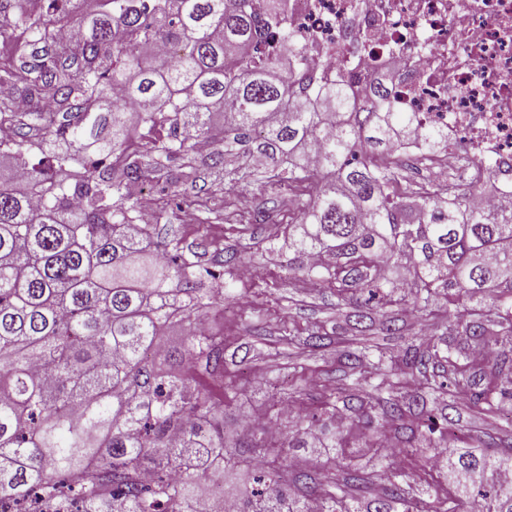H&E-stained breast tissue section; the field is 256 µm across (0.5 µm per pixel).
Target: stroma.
Masks as SVG:
<instances>
[{"instance_id":"35a3bbf8","label":"stroma","mask_w":512,"mask_h":512,"mask_svg":"<svg viewBox=\"0 0 512 512\" xmlns=\"http://www.w3.org/2000/svg\"><path fill=\"white\" fill-rule=\"evenodd\" d=\"M170 167L182 173L176 191L191 205L165 208L153 226L155 240L179 239L210 269L232 252L256 269L252 279H227L233 297L223 315L206 313L212 333L224 342V384L214 387L213 397L224 405V443L231 459L224 471L226 495L252 487L255 454L249 442L267 434L289 439L283 453L295 470L319 474L317 497L335 493L349 469L362 472L372 490H379L384 467L378 445H399L429 409L445 432L429 442L415 441L411 468L428 473L439 494L448 491V470L434 463L441 449L462 451L491 442L512 451V412L486 414L473 406L470 392L434 389L431 377L439 370L434 360L414 368L406 383L395 371L406 351L426 355L432 345L443 352L460 347L447 323L449 311L471 320L485 312V304L439 292L426 314L400 300L379 309L363 306L351 286L341 292L318 287L301 271L286 279L296 214L283 187L256 180L243 155L226 158L219 168L194 155L175 159ZM387 316L394 318L396 333H382ZM314 332L321 337L316 346L309 339ZM384 377L389 387L378 388ZM351 394L362 398L365 411L341 405ZM388 399L404 408L402 430L381 419Z\"/></svg>"}]
</instances>
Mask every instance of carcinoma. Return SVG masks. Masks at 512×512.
Instances as JSON below:
<instances>
[{"label":"carcinoma","instance_id":"1","mask_svg":"<svg viewBox=\"0 0 512 512\" xmlns=\"http://www.w3.org/2000/svg\"><path fill=\"white\" fill-rule=\"evenodd\" d=\"M0 0V38L14 54L0 61V86L23 106L0 100V164L15 160L30 183L0 172V512H203L198 491L224 494V409L197 381L223 377L220 338L194 333L197 310L217 296L199 288L220 275L200 267L180 243L151 237L153 225L129 228L140 209V184L174 156L194 152L182 129L210 141L217 166L255 143L268 181L299 196L289 248L329 288L351 285L367 301L392 302L397 285L376 275L383 259L416 275L412 308L425 311L434 290L490 302L512 321V201L485 208L448 180L429 191L410 181L408 164L380 159L396 140L419 139L429 150L444 140L415 112H400L379 83L369 104L350 100L340 78L315 75L299 60L247 58L283 16L287 0H269L264 18L250 0H111L112 10L76 21L72 0ZM78 28L63 42L58 29ZM161 42L171 56L147 54ZM219 112L224 125L213 124ZM38 127L41 157L28 164L26 131ZM84 172L65 171L72 154ZM41 190V202L32 191ZM184 325L182 347L162 343ZM473 354L504 336L476 320L462 325ZM448 376L468 383L476 359L434 354ZM512 390L486 387L475 407L499 410ZM397 425L403 407L382 408ZM457 488L483 501L482 512H512L500 482L512 456L485 450L450 454ZM291 470L281 457L255 479L239 512H311L309 474L298 492L282 487ZM385 492L373 512H461L453 495L431 502L399 481L389 461ZM341 491L319 512H354Z\"/></svg>","mask_w":512,"mask_h":512}]
</instances>
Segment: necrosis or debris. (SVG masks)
Listing matches in <instances>:
<instances>
[{
    "label": "necrosis or debris",
    "mask_w": 512,
    "mask_h": 512,
    "mask_svg": "<svg viewBox=\"0 0 512 512\" xmlns=\"http://www.w3.org/2000/svg\"><path fill=\"white\" fill-rule=\"evenodd\" d=\"M287 26L268 51L323 63L360 96L381 83L447 133L431 182L463 153L471 170L492 166L483 204L512 196V0H290Z\"/></svg>",
    "instance_id": "4bbe7bcc"
}]
</instances>
